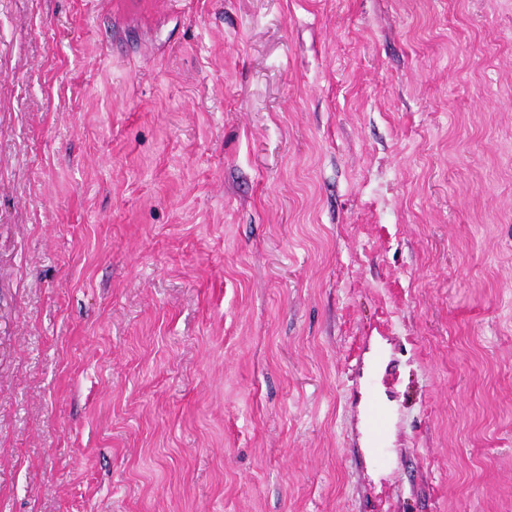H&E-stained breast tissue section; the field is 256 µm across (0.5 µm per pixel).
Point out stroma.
<instances>
[{
    "instance_id": "stroma-1",
    "label": "stroma",
    "mask_w": 512,
    "mask_h": 512,
    "mask_svg": "<svg viewBox=\"0 0 512 512\" xmlns=\"http://www.w3.org/2000/svg\"><path fill=\"white\" fill-rule=\"evenodd\" d=\"M0 512H512V0H0ZM366 413L368 437L375 445H380L389 426L388 415L372 398L367 401Z\"/></svg>"
}]
</instances>
